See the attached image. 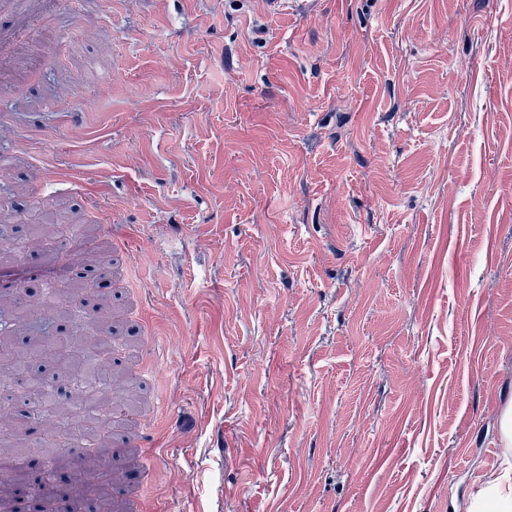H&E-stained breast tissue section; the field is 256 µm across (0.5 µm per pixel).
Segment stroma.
<instances>
[{
	"label": "stroma",
	"mask_w": 512,
	"mask_h": 512,
	"mask_svg": "<svg viewBox=\"0 0 512 512\" xmlns=\"http://www.w3.org/2000/svg\"><path fill=\"white\" fill-rule=\"evenodd\" d=\"M0 210L122 235L112 512H477L512 447V0H49ZM79 170L60 180L55 168Z\"/></svg>",
	"instance_id": "stroma-1"
}]
</instances>
